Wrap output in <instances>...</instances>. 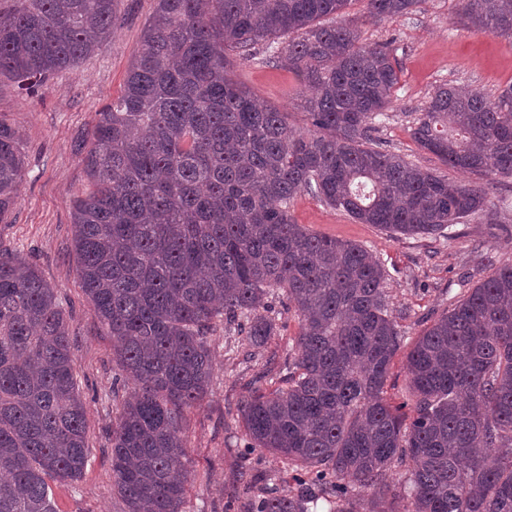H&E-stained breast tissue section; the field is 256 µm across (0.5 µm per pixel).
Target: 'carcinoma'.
Masks as SVG:
<instances>
[{
	"mask_svg": "<svg viewBox=\"0 0 512 512\" xmlns=\"http://www.w3.org/2000/svg\"><path fill=\"white\" fill-rule=\"evenodd\" d=\"M0 9V76L33 93L112 36L118 0H11ZM355 0H155L123 89L98 112L73 203L79 277L134 383L112 431V486L127 512H184L190 463L180 419L206 397L208 337L260 346L297 313L286 387L241 408L251 447L288 464L248 512H512V261L412 343L400 403L386 396L405 331L387 272L356 244L291 217L307 193L393 235L502 227L495 180L512 178V85L491 99L438 86L411 127L450 182L374 136L400 81L386 44L325 24ZM371 21L424 0H362ZM467 26L512 38V0H458ZM270 59L300 78L308 129L232 76ZM24 138L0 119V220L24 176ZM87 408L70 327L37 268L0 245V512H55L52 481L87 464ZM402 467L400 487L386 472Z\"/></svg>",
	"mask_w": 512,
	"mask_h": 512,
	"instance_id": "carcinoma-1",
	"label": "carcinoma"
}]
</instances>
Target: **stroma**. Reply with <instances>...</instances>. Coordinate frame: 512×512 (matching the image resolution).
<instances>
[{"mask_svg":"<svg viewBox=\"0 0 512 512\" xmlns=\"http://www.w3.org/2000/svg\"><path fill=\"white\" fill-rule=\"evenodd\" d=\"M154 4L119 0L120 21L111 38L78 68L50 77L35 95L0 78V118L23 132L25 155L19 196L0 223V245L36 265L57 288L70 318L76 377L88 411L89 462L78 481L53 484L57 512H127L112 487L111 471L112 431L119 411L112 383L121 371L112 359L111 339L81 287L79 256L72 243L73 199L87 187L75 144L92 128L98 112L120 94ZM458 8V0H424L413 15L361 26L363 42L389 43L401 66L380 138L392 151L451 182L463 180V173L443 165L412 139L416 112L443 83L477 89L491 98L512 84V42L464 26ZM230 67L252 93L287 112L292 127L306 129L295 73L262 52L245 61L231 57ZM491 199L502 207V230L492 236L486 225L458 224L449 240L396 238L375 225L356 223L343 210L305 193L293 200L291 214L309 232L359 244L383 263L393 314L412 338L483 283L493 266L512 260V181L493 189ZM281 320L283 329L256 350L242 335L220 329L210 336V391L181 417L190 456L185 512H240L263 475L274 478L278 494L294 493L286 464L250 449L241 419V408L255 387L273 390L282 385L298 322L291 311L283 312Z\"/></svg>","mask_w":512,"mask_h":512,"instance_id":"35a3bbf8","label":"stroma"}]
</instances>
